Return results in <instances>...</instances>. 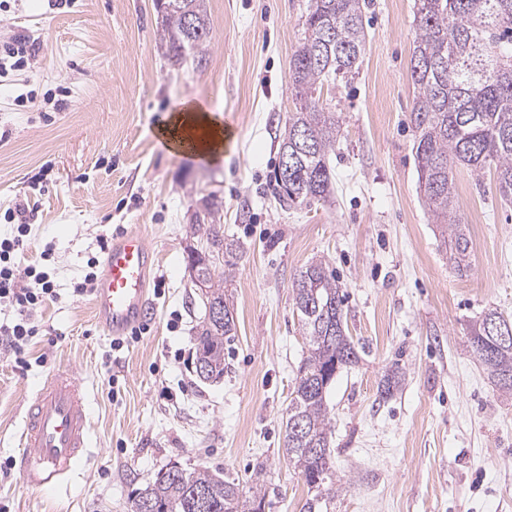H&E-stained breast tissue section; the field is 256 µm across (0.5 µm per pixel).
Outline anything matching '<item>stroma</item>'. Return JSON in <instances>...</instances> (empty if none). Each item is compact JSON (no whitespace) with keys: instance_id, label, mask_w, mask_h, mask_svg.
Instances as JSON below:
<instances>
[{"instance_id":"1","label":"stroma","mask_w":512,"mask_h":512,"mask_svg":"<svg viewBox=\"0 0 512 512\" xmlns=\"http://www.w3.org/2000/svg\"><path fill=\"white\" fill-rule=\"evenodd\" d=\"M210 46L200 63L160 48L153 0H9L0 38H36L34 69L0 76V234L5 212L31 203L27 260L47 263L60 297L36 317L29 369L0 350V512H131L135 489L178 464L246 481L262 472L266 512H300L307 486L285 453L290 391L304 336L291 282L327 263L345 296L344 325L362 354L329 396L336 471L349 486L331 512H512V395L471 352L472 320L512 315V204L492 172L454 171L471 240L459 276L418 186L410 75L415 0H368L358 74L323 88L340 115L329 202L281 209L274 170L296 107L289 62L307 0H206ZM27 95L17 106V95ZM198 102L233 139L201 161L160 145L155 116ZM224 202L225 292L236 334L224 378L194 373L203 305L187 249L195 201ZM155 254L154 318L122 349L97 327L92 298L72 286L117 227ZM406 380L377 400L386 370ZM70 370L90 396L92 447L57 491L14 465L22 409L49 373Z\"/></svg>"}]
</instances>
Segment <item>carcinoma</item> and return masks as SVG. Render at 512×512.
<instances>
[{
    "instance_id": "cac0c4a2",
    "label": "carcinoma",
    "mask_w": 512,
    "mask_h": 512,
    "mask_svg": "<svg viewBox=\"0 0 512 512\" xmlns=\"http://www.w3.org/2000/svg\"><path fill=\"white\" fill-rule=\"evenodd\" d=\"M415 6V162L425 206L441 226L450 259L463 276L470 268V241L456 210L453 169L494 170L500 198L512 201V0H416ZM365 7L366 0H309L303 38L290 61L300 106L288 116L279 144L290 164L288 181L275 177V199L282 209L325 201L333 192L330 157L341 125L337 112L317 93L358 73L366 42ZM156 12L168 59L176 64L188 57L202 59L210 43L206 0H162ZM200 201L193 223L209 259L199 263L190 247L187 262L206 286V303L224 309L223 318H205L197 330L195 361L206 369L202 380L210 381L224 377V341L236 333L224 283L215 280V272L239 245L224 236L217 195ZM291 287L306 356L291 391L285 452L308 488L301 512H328L344 490L331 448L328 397L337 373L356 364L358 352L346 334L343 295L327 264L309 263L294 275ZM502 320L512 325V316L496 309L483 312L471 328L468 346L495 387L512 394V336L503 339L493 330V323ZM404 380L405 372L394 364L378 384V400L392 399ZM296 420L307 429L304 441L292 436ZM266 497L260 471L242 484L204 469L172 465L134 491L132 512H257Z\"/></svg>"
}]
</instances>
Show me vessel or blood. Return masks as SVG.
Returning <instances> with one entry per match:
<instances>
[{
	"instance_id": "b4317fda",
	"label": "vessel or blood",
	"mask_w": 512,
	"mask_h": 512,
	"mask_svg": "<svg viewBox=\"0 0 512 512\" xmlns=\"http://www.w3.org/2000/svg\"><path fill=\"white\" fill-rule=\"evenodd\" d=\"M152 266L153 251L142 234L127 230L114 237L92 299L96 322L107 335H126L152 314L147 297ZM88 404L75 374L55 372L42 380L25 408L19 437L17 467L30 485L54 488L86 455Z\"/></svg>"
}]
</instances>
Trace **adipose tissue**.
<instances>
[{"mask_svg":"<svg viewBox=\"0 0 512 512\" xmlns=\"http://www.w3.org/2000/svg\"><path fill=\"white\" fill-rule=\"evenodd\" d=\"M161 139L168 150L208 159L223 151L227 136L219 116L202 105L189 103L172 112Z\"/></svg>","mask_w":512,"mask_h":512,"instance_id":"1","label":"adipose tissue"}]
</instances>
